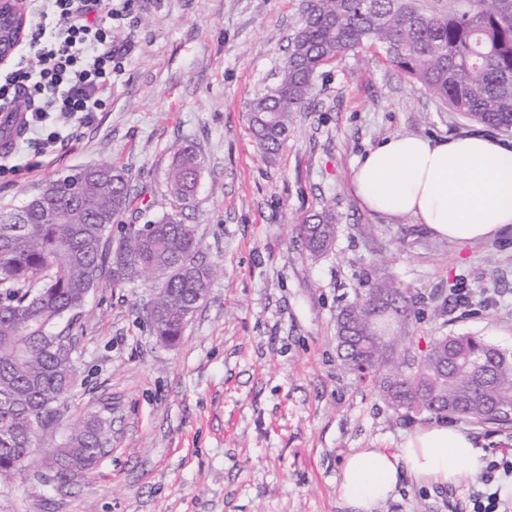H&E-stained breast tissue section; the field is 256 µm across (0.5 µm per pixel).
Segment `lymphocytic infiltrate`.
<instances>
[{
  "label": "lymphocytic infiltrate",
  "instance_id": "lymphocytic-infiltrate-1",
  "mask_svg": "<svg viewBox=\"0 0 512 512\" xmlns=\"http://www.w3.org/2000/svg\"><path fill=\"white\" fill-rule=\"evenodd\" d=\"M112 0H35L26 41L0 72V113L22 112L36 156L90 123L112 89Z\"/></svg>",
  "mask_w": 512,
  "mask_h": 512
}]
</instances>
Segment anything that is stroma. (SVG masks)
Instances as JSON below:
<instances>
[{"label": "stroma", "mask_w": 512, "mask_h": 512, "mask_svg": "<svg viewBox=\"0 0 512 512\" xmlns=\"http://www.w3.org/2000/svg\"><path fill=\"white\" fill-rule=\"evenodd\" d=\"M306 0H131L112 95L66 147L35 158L19 144L0 171V210L75 169L112 164L132 178L124 223L175 208L200 256L224 267L180 340L143 321L152 291L101 284L81 313L78 378L56 425L39 432L22 473L0 486V512H356L337 479L360 448L397 451L429 416L396 418L336 355V316L359 283L390 276L422 293L415 333L447 303V331L512 351V234L458 243L410 216L370 213L352 168L396 134L436 140L482 126L419 91L381 49L322 68L313 100L274 159L257 150L248 104L277 81ZM191 146L205 165L197 190L172 198L168 172ZM336 213L331 250L311 259L299 220ZM111 423L108 452L69 484L36 473L71 424L91 412ZM454 424L499 459L512 426ZM485 469L459 485L401 471L376 512H469Z\"/></svg>", "instance_id": "1"}]
</instances>
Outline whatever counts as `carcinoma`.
<instances>
[{
    "label": "carcinoma",
    "mask_w": 512,
    "mask_h": 512,
    "mask_svg": "<svg viewBox=\"0 0 512 512\" xmlns=\"http://www.w3.org/2000/svg\"><path fill=\"white\" fill-rule=\"evenodd\" d=\"M367 42L451 111L512 130V0H448L446 10L418 0H309L278 82L248 106L264 157L280 150L319 70ZM203 166L192 148L183 150L168 175L177 198L193 194ZM129 200V173L98 165L0 212V485L22 471L37 431L58 421L78 376L80 310L102 280L114 288L153 282L146 322L158 339L173 342L222 272L199 258L194 228L174 210L122 223ZM298 232L318 259L336 239L335 217L323 208ZM421 299L388 276L362 282L336 317L341 368L398 415L502 424L494 410L512 408V352L452 332L420 348L412 313ZM110 428L107 418L89 415L46 456L40 477L87 474L105 454Z\"/></svg>",
    "instance_id": "carcinoma-1"
}]
</instances>
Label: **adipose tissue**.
I'll list each match as a JSON object with an SVG mask.
<instances>
[{"label": "adipose tissue", "mask_w": 512, "mask_h": 512, "mask_svg": "<svg viewBox=\"0 0 512 512\" xmlns=\"http://www.w3.org/2000/svg\"><path fill=\"white\" fill-rule=\"evenodd\" d=\"M352 187L375 214L413 217L455 242L494 239L512 232V141L481 133L443 141L391 136L361 158ZM482 456L456 426L435 421L412 432L398 452L349 454L339 496L358 512H374L394 492L400 468L422 482L456 485L481 466Z\"/></svg>", "instance_id": "ef3b65f1"}]
</instances>
